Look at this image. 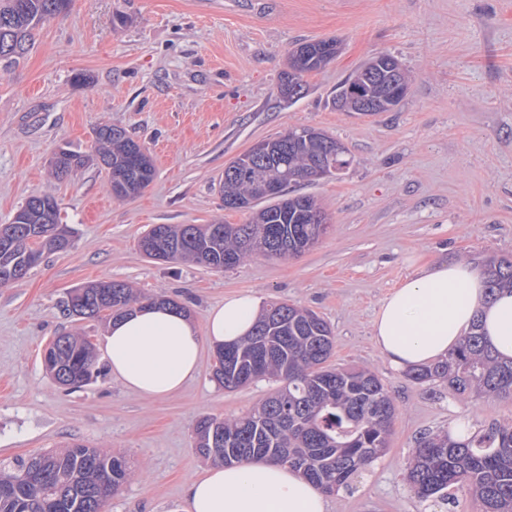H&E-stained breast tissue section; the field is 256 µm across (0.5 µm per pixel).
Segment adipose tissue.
Returning <instances> with one entry per match:
<instances>
[{"label":"adipose tissue","mask_w":512,"mask_h":512,"mask_svg":"<svg viewBox=\"0 0 512 512\" xmlns=\"http://www.w3.org/2000/svg\"><path fill=\"white\" fill-rule=\"evenodd\" d=\"M486 274L455 261L419 266L380 303L372 333L399 370L447 356L480 321L488 342L512 357V292L488 299ZM262 307L249 294L225 297L204 327L182 311L147 305L110 321L104 357L113 376L134 392L168 397L193 378L203 347L232 345L252 329ZM188 512H328L325 494L288 466L249 460L217 464L188 482Z\"/></svg>","instance_id":"ef3b65f1"}]
</instances>
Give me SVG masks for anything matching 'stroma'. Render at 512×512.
Returning <instances> with one entry per match:
<instances>
[{"mask_svg": "<svg viewBox=\"0 0 512 512\" xmlns=\"http://www.w3.org/2000/svg\"><path fill=\"white\" fill-rule=\"evenodd\" d=\"M321 38L339 39L336 60L305 76L300 98H282L289 53ZM380 53L411 75L400 106L337 110V84ZM103 123L153 161L154 180L134 199H113L91 159L67 178L50 173L58 149L90 158ZM299 126L336 138L351 158L340 176L295 188L329 214L315 247L226 270L140 252L154 224L246 223L248 212L224 207L225 165ZM34 194L55 198L71 243L0 286V460L76 443L123 453L132 477L104 512H187L185 484L210 466L194 446L196 422L242 415L276 383L224 390L208 348L198 375L166 398L132 393L108 370L79 389L59 385L43 367L45 346L74 332L98 346L106 331V320L66 309L91 282L173 299L200 326L231 294L322 317L335 336L329 365L373 372L397 406L385 453L329 495V512H429L406 480L417 439L461 418L474 429L512 423V400L463 401L414 382L372 336L380 301L415 260L512 255V0H72L19 62L0 63V224Z\"/></svg>", "mask_w": 512, "mask_h": 512, "instance_id": "obj_1", "label": "stroma"}]
</instances>
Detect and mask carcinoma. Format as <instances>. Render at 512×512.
Instances as JSON below:
<instances>
[{
    "label": "carcinoma",
    "instance_id": "obj_1",
    "mask_svg": "<svg viewBox=\"0 0 512 512\" xmlns=\"http://www.w3.org/2000/svg\"><path fill=\"white\" fill-rule=\"evenodd\" d=\"M71 0H0V61L18 62L33 44L34 31L48 18L66 12ZM335 38L298 44L312 53L299 70L283 72L280 93L288 98L305 90L304 77L336 59ZM390 54L372 57L336 87L334 105L354 111L347 88L354 84L379 99L388 91L387 77L369 72L384 66ZM97 160L109 176L128 177L127 187L112 190L117 199L140 194L153 180L154 166L142 146L125 129L101 124L94 130ZM271 152H247L224 170L221 193L226 207L251 212L246 224H156L141 237L143 253L165 262L191 260L213 269H231L254 256L295 258L314 247L329 222L323 213L311 220L307 195L290 187L313 181L319 169L350 165L336 154V139L312 127H296L270 140ZM88 157L68 152L51 164L58 178L70 176ZM283 187L279 197L266 198L263 187ZM70 245L69 230L59 223L55 200L30 197L8 224H0V285L22 280L44 252ZM490 294L512 289V256L489 261ZM176 309L171 299L147 300L125 282H98L73 291L68 310L81 319L106 313L117 319L146 302ZM60 369H47L62 386L81 387L97 377L94 345L85 336L55 339ZM334 349L328 323L312 310L285 302L270 303L251 334L228 349L215 351L213 375L228 391L268 378L284 382L244 415L204 417L195 427L197 452L231 465L254 458L286 464L322 492L351 487L354 478L386 449L396 415L387 385L374 373L327 366ZM417 383L438 381L459 397L484 394L512 399V359L499 357L486 343L479 325L463 337L448 357L407 373ZM131 476L124 456L84 444L48 451L15 462L0 461V512H102L106 500ZM408 479L420 498L449 501L469 493L481 512H512V425L490 422L464 440L428 432L417 441Z\"/></svg>",
    "mask_w": 512,
    "mask_h": 512
}]
</instances>
